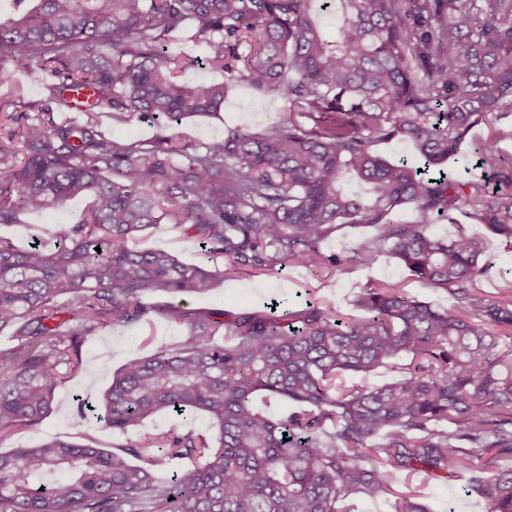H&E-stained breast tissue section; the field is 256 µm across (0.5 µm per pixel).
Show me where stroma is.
Masks as SVG:
<instances>
[{
  "label": "stroma",
  "instance_id": "35a3bbf8",
  "mask_svg": "<svg viewBox=\"0 0 512 512\" xmlns=\"http://www.w3.org/2000/svg\"><path fill=\"white\" fill-rule=\"evenodd\" d=\"M287 116L288 104L284 99L257 93L239 83L229 89L221 118L197 116L183 120L181 128L195 139L207 141L223 136L226 128L237 125L260 132ZM491 136L499 137L503 154L512 156V108L503 109L473 128L461 153L449 160V168L463 173L474 163L482 142ZM90 205V198L80 197L58 209L21 214L19 223L0 224V236L12 239L20 247L35 237L45 245H53L56 225L78 223ZM487 246L490 264L478 277L477 285L488 298L497 299L505 283L512 280V242L491 235ZM374 281L403 283L410 294L438 306L446 307L454 302L450 291L411 279L396 259L385 253L371 264L357 263L340 270L326 265L310 270L291 264L270 276L237 270L229 279L213 283L207 291L185 296L184 301L189 308L199 311L222 310L236 315L265 310L273 298L287 301L294 310L307 298L320 297L348 317L356 315L357 297ZM185 334L184 326L156 317L137 327L115 326L91 337L83 348L80 373L57 389L53 412L36 428L0 438V452L37 445L50 437L113 448L117 439L111 431L81 420L76 395L100 396L125 360L139 351L143 340L175 344ZM421 493L431 512H486L484 501L470 493L461 480L426 485Z\"/></svg>",
  "mask_w": 512,
  "mask_h": 512
}]
</instances>
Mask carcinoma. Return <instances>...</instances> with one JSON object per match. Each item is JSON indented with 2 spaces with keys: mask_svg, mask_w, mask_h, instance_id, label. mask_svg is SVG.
Returning <instances> with one entry per match:
<instances>
[{
  "mask_svg": "<svg viewBox=\"0 0 512 512\" xmlns=\"http://www.w3.org/2000/svg\"><path fill=\"white\" fill-rule=\"evenodd\" d=\"M11 2L0 15V224L78 196L93 205L57 225L52 249L0 237V330L17 341L0 349V437L51 414L99 331L159 315L187 334L127 359L96 404L76 398L125 438L118 450L52 437L0 453V512H351L345 500L385 494L404 472L423 484L465 476L487 512H512V295L472 287L486 247L456 218L466 207L512 240V193L445 169L473 126L512 108V0H336L332 37L314 17L330 0ZM188 28L224 81L185 79L199 59L168 43ZM9 64L44 75L40 99L3 76ZM234 83L286 98L288 119L207 142L103 131V109L115 123L217 117ZM81 90L94 99L82 120L60 119ZM392 141L411 143L423 169L375 150ZM477 165L512 186L498 140L484 141ZM348 174L369 197L344 190ZM404 206L418 220L390 223ZM437 217L457 232L433 234ZM163 224L210 261L263 274L388 253L455 303L379 283L346 320L316 299L280 315L199 312L176 298L224 270L135 247ZM344 224L377 233L351 257L325 256L320 243ZM379 367L396 378L364 382ZM344 374L363 382L336 384ZM259 392L292 411L256 409ZM161 412H203L217 433L127 439ZM175 459L187 466L159 478ZM391 509L430 512L416 494Z\"/></svg>",
  "mask_w": 512,
  "mask_h": 512,
  "instance_id": "1",
  "label": "carcinoma"
}]
</instances>
